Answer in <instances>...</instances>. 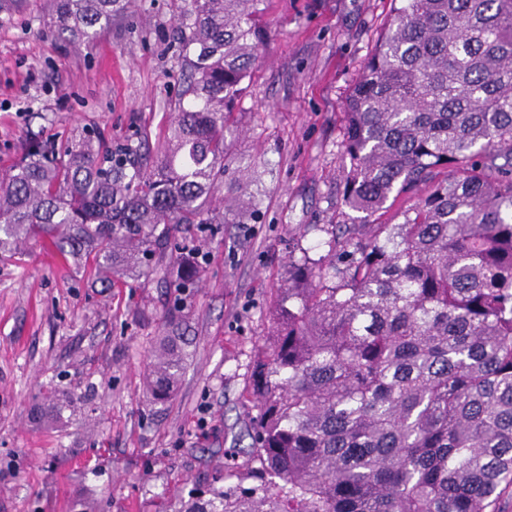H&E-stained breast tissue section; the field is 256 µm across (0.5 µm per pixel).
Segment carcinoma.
I'll list each match as a JSON object with an SVG mask.
<instances>
[{
    "mask_svg": "<svg viewBox=\"0 0 512 512\" xmlns=\"http://www.w3.org/2000/svg\"><path fill=\"white\" fill-rule=\"evenodd\" d=\"M264 2L180 0L189 75L154 151L27 144L0 175V256L40 240L93 281L188 296L202 259L175 233L258 210L219 192ZM129 4L50 0L54 34L88 46ZM342 148L349 223L300 227L324 253H288L243 394L252 446L184 512H498L512 487V0H394ZM184 325L177 305L151 352L155 403L188 365Z\"/></svg>",
    "mask_w": 512,
    "mask_h": 512,
    "instance_id": "1",
    "label": "carcinoma"
}]
</instances>
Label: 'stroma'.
I'll return each instance as SVG.
<instances>
[{"label": "stroma", "instance_id": "1", "mask_svg": "<svg viewBox=\"0 0 512 512\" xmlns=\"http://www.w3.org/2000/svg\"><path fill=\"white\" fill-rule=\"evenodd\" d=\"M176 0H132L89 47L52 33L49 0H0V168L25 142L92 131L144 152L167 129L188 73ZM392 0H268L265 56L228 138L225 187L254 163L259 220L201 238L208 253L184 301L190 364L170 401L142 373L174 306L153 278L105 288L43 243L0 257V512H179L220 484L225 452L248 447L242 395L288 276L299 225L346 223L343 112ZM70 399L62 418L44 396Z\"/></svg>", "mask_w": 512, "mask_h": 512}]
</instances>
